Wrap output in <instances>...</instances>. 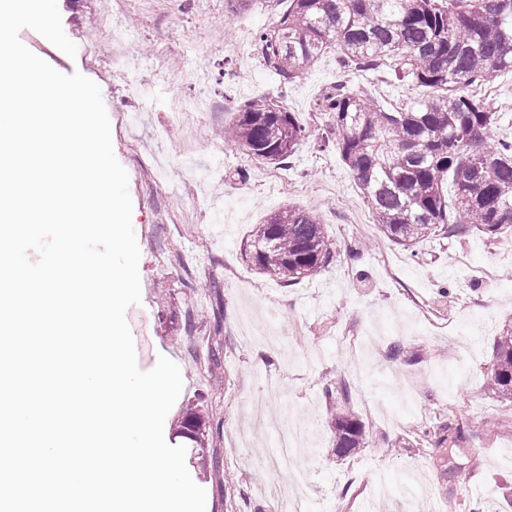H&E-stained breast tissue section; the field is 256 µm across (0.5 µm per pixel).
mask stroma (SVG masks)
<instances>
[{
	"mask_svg": "<svg viewBox=\"0 0 512 512\" xmlns=\"http://www.w3.org/2000/svg\"><path fill=\"white\" fill-rule=\"evenodd\" d=\"M114 0H58L73 43L108 46L99 18ZM280 0H135L122 17L134 35L126 77L42 41L44 61L94 81L128 174L141 252V301L126 311L140 370L167 357L183 388L168 413L208 400L209 440L187 451L209 512H282L263 465L276 433L309 422L302 471L312 512H506L512 505V398L486 385L493 343L512 327V234L472 230L415 247L379 231L322 109L340 82L404 108L425 89L388 67L344 73L325 52L306 78L281 88L256 56L254 34ZM235 61L225 68V57ZM146 83L128 95L126 80ZM270 95L307 128L283 166L252 161L224 139L243 105ZM205 99L203 116L174 123L178 102ZM319 216L331 261L283 284L244 255L253 228L286 206ZM333 400H326V390ZM365 427L362 448L340 456L332 411Z\"/></svg>",
	"mask_w": 512,
	"mask_h": 512,
	"instance_id": "35a3bbf8",
	"label": "stroma"
}]
</instances>
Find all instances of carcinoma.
Instances as JSON below:
<instances>
[{"label": "carcinoma", "mask_w": 512, "mask_h": 512, "mask_svg": "<svg viewBox=\"0 0 512 512\" xmlns=\"http://www.w3.org/2000/svg\"><path fill=\"white\" fill-rule=\"evenodd\" d=\"M255 50L282 87L306 75L330 48L346 71L383 65L432 94L389 110L368 91L336 86L324 109L336 149L353 173L382 233L407 248L425 238L512 228V140L496 139L498 113L469 93L512 74V0H288ZM255 160L284 165L306 128L273 97L241 108L224 130ZM455 188L453 206L444 182ZM249 259L285 283L310 277L331 250L319 217L287 207L251 234ZM488 385L512 396V330L498 337ZM336 452L361 447L364 425L337 414ZM205 420L194 407L178 434L201 446Z\"/></svg>", "instance_id": "carcinoma-1"}]
</instances>
